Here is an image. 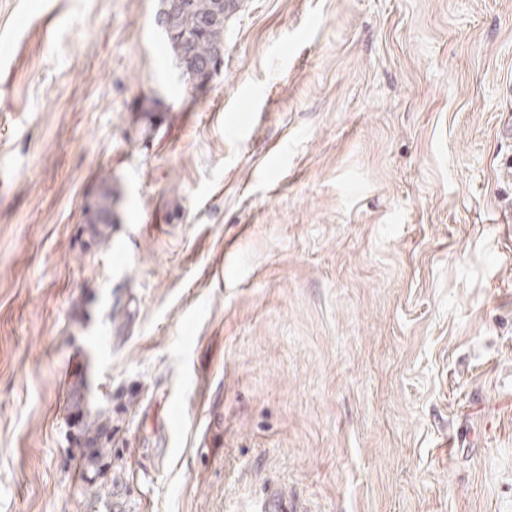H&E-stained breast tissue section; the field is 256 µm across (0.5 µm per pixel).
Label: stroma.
Wrapping results in <instances>:
<instances>
[{
  "instance_id": "1",
  "label": "stroma",
  "mask_w": 512,
  "mask_h": 512,
  "mask_svg": "<svg viewBox=\"0 0 512 512\" xmlns=\"http://www.w3.org/2000/svg\"><path fill=\"white\" fill-rule=\"evenodd\" d=\"M162 8L0 0V512H512V0ZM173 0H163V23L167 32L170 46L174 52L179 65L182 66L185 74L196 82L197 88L207 86L212 80L213 75L221 68L223 64V51L219 53L218 61L215 65H208L218 46L224 45V20L215 23L206 19H213L219 9V0H185V8L179 12L171 11V2ZM225 1H230L224 6ZM220 0L221 6L219 16L225 12L234 11L237 8L236 0ZM200 23V24H199ZM177 36L170 35L168 25ZM198 25L201 29H208L204 33H198ZM167 27V28H166ZM206 66V67H205ZM204 68V69H203ZM111 423L110 410L99 409L94 414L87 411L85 421L80 427L84 443L79 444L78 448H71L81 467V494L90 499L110 498L114 493L117 479L113 482L97 480L102 464L107 465L112 460V434H109ZM89 463H95L97 470L89 467Z\"/></svg>"
}]
</instances>
